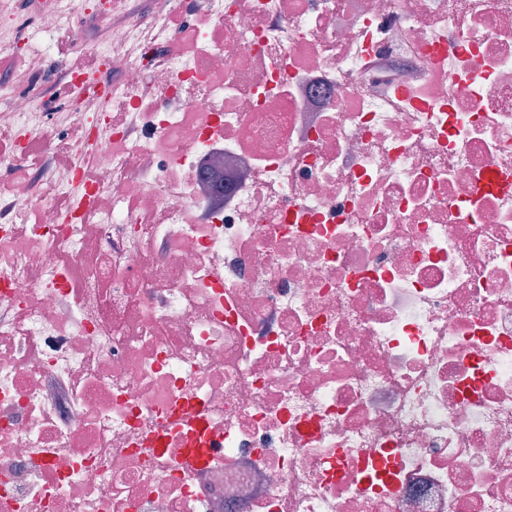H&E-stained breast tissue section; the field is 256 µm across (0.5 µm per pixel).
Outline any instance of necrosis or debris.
I'll return each mask as SVG.
<instances>
[{"label":"necrosis or debris","instance_id":"4bbe7bcc","mask_svg":"<svg viewBox=\"0 0 512 512\" xmlns=\"http://www.w3.org/2000/svg\"><path fill=\"white\" fill-rule=\"evenodd\" d=\"M67 2L0 29L112 74L0 79V512H512V0ZM86 28L83 19H78L72 28L60 33L52 42L51 54L47 56V75L36 87L52 105V112H63L60 109L65 95V74L77 62L87 64L92 81L103 82L112 79V74L105 72L99 66V60L94 52L87 49L85 44Z\"/></svg>","mask_w":512,"mask_h":512}]
</instances>
